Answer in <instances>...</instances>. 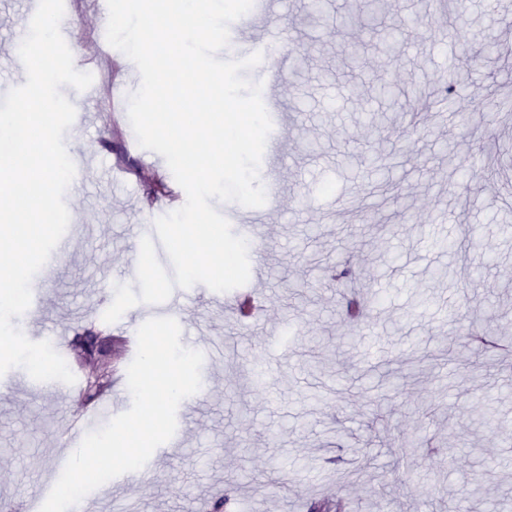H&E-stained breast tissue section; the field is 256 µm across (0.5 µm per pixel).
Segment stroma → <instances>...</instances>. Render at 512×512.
<instances>
[{
    "label": "stroma",
    "mask_w": 512,
    "mask_h": 512,
    "mask_svg": "<svg viewBox=\"0 0 512 512\" xmlns=\"http://www.w3.org/2000/svg\"><path fill=\"white\" fill-rule=\"evenodd\" d=\"M356 2L326 0L310 18L309 0H274L273 17L243 30L248 40L281 29L279 75L262 87L284 123L263 154L280 178L278 199L261 208L266 314L244 326L228 293L174 289L165 305L183 346L227 348L201 376L198 414L178 421V446L153 452L147 478L119 476L88 493L87 512H197L229 499L239 512H311L322 500L343 512H454L483 464L495 469V512H512V369L468 346L476 330L512 336V0H452L446 10L439 0H381L383 25L406 31L389 99L373 91L388 76L378 38L336 27ZM27 7L0 0V97L22 76L15 32ZM122 57L113 51L111 77L85 100L88 123L66 132L86 167L64 201L71 223L93 230L38 271L40 308L15 320L84 375L97 365L72 345L115 285H136L127 248L147 213L186 200L172 172L156 173L154 152L129 138L141 78ZM416 85L454 89L452 107L405 124L403 92ZM482 146L487 177L476 180L467 169ZM469 226L476 240H465ZM336 265L356 273L364 323L344 318L348 284L331 279ZM84 411L79 396H58L23 368L0 376V512L46 500L67 445L61 420ZM427 435L457 447L452 464L396 447Z\"/></svg>",
    "instance_id": "stroma-1"
}]
</instances>
